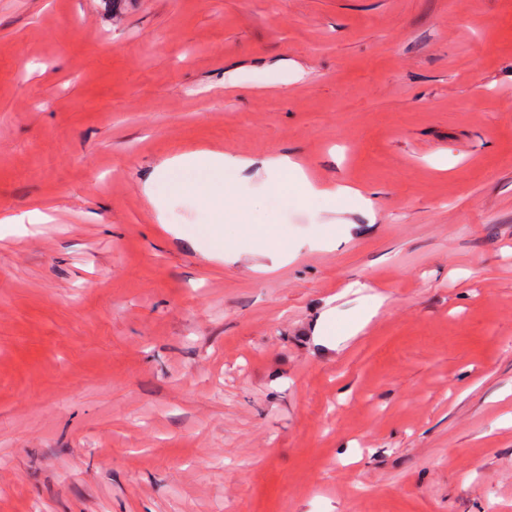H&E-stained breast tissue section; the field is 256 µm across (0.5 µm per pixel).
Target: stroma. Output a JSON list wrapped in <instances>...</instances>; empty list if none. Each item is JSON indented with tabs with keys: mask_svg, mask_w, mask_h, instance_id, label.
I'll use <instances>...</instances> for the list:
<instances>
[{
	"mask_svg": "<svg viewBox=\"0 0 512 512\" xmlns=\"http://www.w3.org/2000/svg\"><path fill=\"white\" fill-rule=\"evenodd\" d=\"M200 148L250 162L220 257L144 190ZM34 208L0 512H512V0H0V218ZM264 164L271 176V181L275 184L277 183V179L281 176L288 178V175H290L293 178L296 186L299 187L303 192L311 196L321 197L332 202H336V199L342 198L343 196L350 193V189L348 188L335 189L329 187L313 186L308 181L300 166L288 156L276 155L267 159Z\"/></svg>",
	"mask_w": 512,
	"mask_h": 512,
	"instance_id": "1",
	"label": "stroma"
}]
</instances>
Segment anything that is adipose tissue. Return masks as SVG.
I'll use <instances>...</instances> for the list:
<instances>
[{
  "label": "adipose tissue",
  "instance_id": "ef3b65f1",
  "mask_svg": "<svg viewBox=\"0 0 512 512\" xmlns=\"http://www.w3.org/2000/svg\"><path fill=\"white\" fill-rule=\"evenodd\" d=\"M240 159H230L222 152L199 149L176 155L158 166L155 176L146 184V192L157 209H164L170 198L191 195L211 208L209 223L197 228L196 233L207 239L216 251H223L222 224L224 209L220 199L224 194V177L243 167ZM271 178L292 177L303 192L329 201L345 196V189L320 187L310 184L300 166L290 157L276 155L265 162Z\"/></svg>",
  "mask_w": 512,
  "mask_h": 512
}]
</instances>
